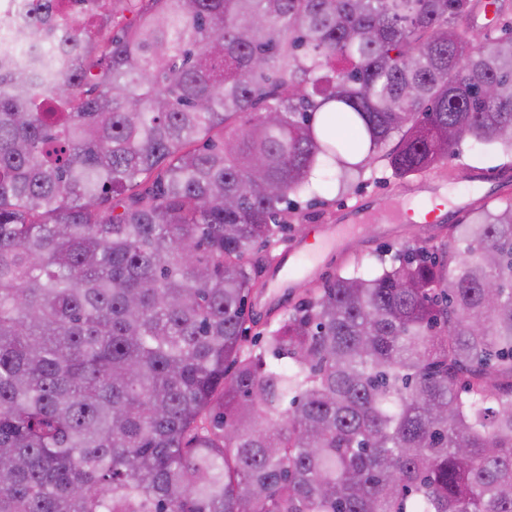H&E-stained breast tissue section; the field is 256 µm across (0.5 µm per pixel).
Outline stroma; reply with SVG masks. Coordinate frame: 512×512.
Instances as JSON below:
<instances>
[{
  "label": "stroma",
  "mask_w": 512,
  "mask_h": 512,
  "mask_svg": "<svg viewBox=\"0 0 512 512\" xmlns=\"http://www.w3.org/2000/svg\"><path fill=\"white\" fill-rule=\"evenodd\" d=\"M476 168L488 174L512 170V157H503L467 139L455 146L450 162L421 174L423 186L412 195L400 194V179L386 161L377 159L347 185L322 179L313 191L291 197L287 237L270 247L263 274L266 286L253 302L261 322L275 321L310 288L338 272L356 268L369 273L402 246L446 240L449 224L456 221L454 214H447L441 222L433 214L423 221L395 220L391 212L438 199L466 211L483 206L491 185L474 180L472 171ZM357 207L367 212L364 222L340 225V218ZM319 239L325 240L326 248L309 267L288 278L276 272L278 260L290 246L304 248Z\"/></svg>",
  "instance_id": "35a3bbf8"
}]
</instances>
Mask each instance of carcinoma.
I'll use <instances>...</instances> for the list:
<instances>
[{
  "mask_svg": "<svg viewBox=\"0 0 512 512\" xmlns=\"http://www.w3.org/2000/svg\"><path fill=\"white\" fill-rule=\"evenodd\" d=\"M36 2L20 41L66 13ZM110 2L133 18L0 69V512H512V201L245 345L319 173L512 154V28L477 40L474 0Z\"/></svg>",
  "mask_w": 512,
  "mask_h": 512,
  "instance_id": "cac0c4a2",
  "label": "carcinoma"
}]
</instances>
